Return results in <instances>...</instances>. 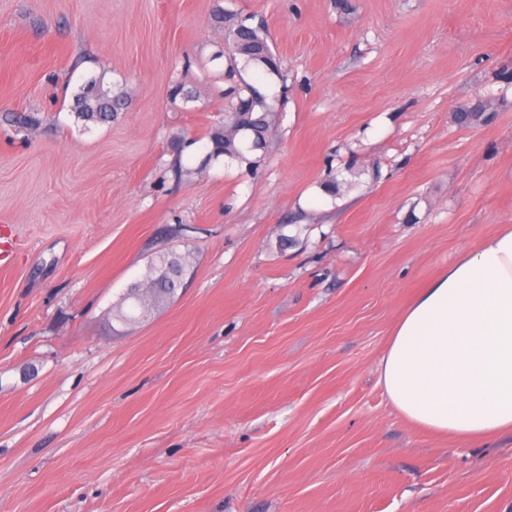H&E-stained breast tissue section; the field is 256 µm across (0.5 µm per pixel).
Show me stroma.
<instances>
[{
    "label": "stroma",
    "instance_id": "stroma-1",
    "mask_svg": "<svg viewBox=\"0 0 512 512\" xmlns=\"http://www.w3.org/2000/svg\"><path fill=\"white\" fill-rule=\"evenodd\" d=\"M218 1L281 61L245 73L276 103L254 167L208 157ZM92 78L111 123L72 110ZM3 224L0 512H512V439L432 435L377 374L416 293L512 224V0H0ZM169 250L173 301L113 320Z\"/></svg>",
    "mask_w": 512,
    "mask_h": 512
}]
</instances>
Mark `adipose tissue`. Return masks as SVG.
<instances>
[{
  "label": "adipose tissue",
  "mask_w": 512,
  "mask_h": 512,
  "mask_svg": "<svg viewBox=\"0 0 512 512\" xmlns=\"http://www.w3.org/2000/svg\"><path fill=\"white\" fill-rule=\"evenodd\" d=\"M378 382L408 422L465 444L512 434V225L482 236L397 322Z\"/></svg>",
  "instance_id": "ef3b65f1"
}]
</instances>
